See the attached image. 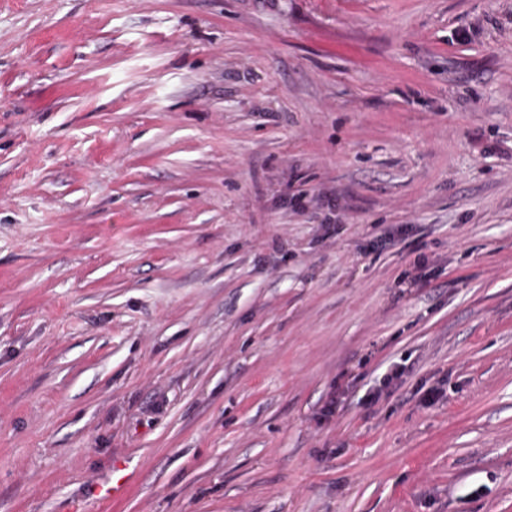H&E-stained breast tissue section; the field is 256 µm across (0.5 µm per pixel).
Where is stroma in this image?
Listing matches in <instances>:
<instances>
[{
  "label": "stroma",
  "instance_id": "35a3bbf8",
  "mask_svg": "<svg viewBox=\"0 0 512 512\" xmlns=\"http://www.w3.org/2000/svg\"><path fill=\"white\" fill-rule=\"evenodd\" d=\"M0 512H512V0H0Z\"/></svg>",
  "mask_w": 512,
  "mask_h": 512
}]
</instances>
